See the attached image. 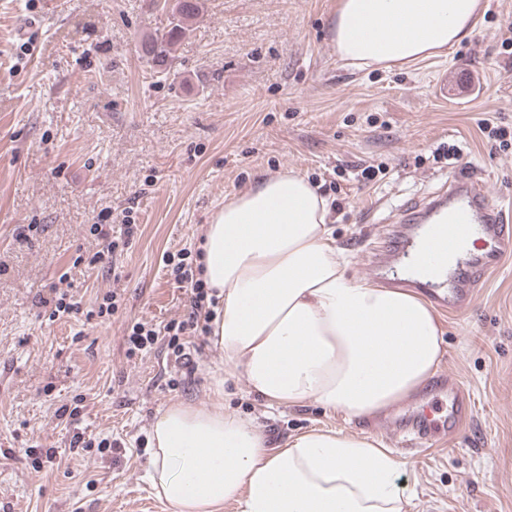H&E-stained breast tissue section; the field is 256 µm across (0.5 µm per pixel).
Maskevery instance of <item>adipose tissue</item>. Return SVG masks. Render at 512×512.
<instances>
[{
	"label": "adipose tissue",
	"mask_w": 512,
	"mask_h": 512,
	"mask_svg": "<svg viewBox=\"0 0 512 512\" xmlns=\"http://www.w3.org/2000/svg\"><path fill=\"white\" fill-rule=\"evenodd\" d=\"M480 0H338L337 57L363 70L412 64L469 37ZM376 36H358L360 24ZM329 204L293 170L225 200L201 238L218 304L209 341L267 405L314 401L368 418L419 391L442 328L412 292L348 278ZM151 483L178 512H404L400 463L376 442L312 430L271 451L221 410L169 405L150 430Z\"/></svg>",
	"instance_id": "ef3b65f1"
}]
</instances>
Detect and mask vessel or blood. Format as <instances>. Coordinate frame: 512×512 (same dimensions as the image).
Here are the masks:
<instances>
[{
	"instance_id": "obj_1",
	"label": "vessel or blood",
	"mask_w": 512,
	"mask_h": 512,
	"mask_svg": "<svg viewBox=\"0 0 512 512\" xmlns=\"http://www.w3.org/2000/svg\"><path fill=\"white\" fill-rule=\"evenodd\" d=\"M373 265L384 285L423 291L439 308L468 309L502 257L512 255V225L470 179L451 175L428 205H407ZM472 413V396L452 373L437 377L414 411H392L380 422L414 447L455 434Z\"/></svg>"
}]
</instances>
